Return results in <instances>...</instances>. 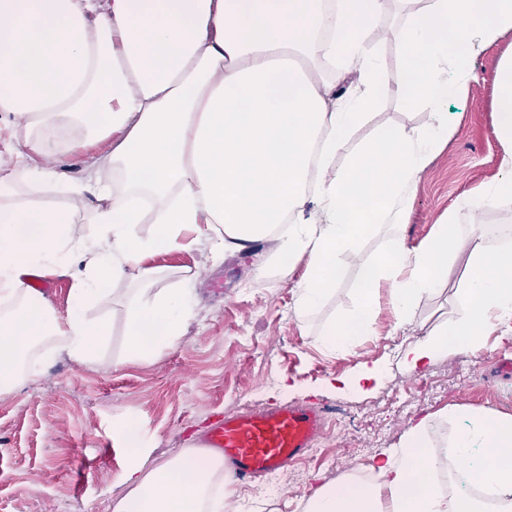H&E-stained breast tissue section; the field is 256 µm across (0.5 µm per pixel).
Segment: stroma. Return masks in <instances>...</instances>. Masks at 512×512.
Listing matches in <instances>:
<instances>
[{"instance_id": "obj_1", "label": "stroma", "mask_w": 512, "mask_h": 512, "mask_svg": "<svg viewBox=\"0 0 512 512\" xmlns=\"http://www.w3.org/2000/svg\"><path fill=\"white\" fill-rule=\"evenodd\" d=\"M509 56L512 31L474 59L476 79L468 96L454 104L455 130L420 173L407 219L397 227L407 246H417L446 220L452 199L497 177L504 153L497 129L498 70ZM432 121L430 106L408 107L389 93L350 143L370 140L380 126L422 131ZM108 152L103 141L55 158L51 168L58 189L88 184ZM268 253V244L260 241L253 255L218 256L204 235L191 248L153 257L152 265L164 269L168 282L202 274L222 283L218 294L197 285L196 316L178 345L148 359L129 356L122 318L113 312L127 294V282L120 281L112 303L89 313L111 325L96 361L55 354L44 361L37 383L0 391V512H113L131 490L125 475L132 461L117 429L127 420L143 448L140 463L149 470L194 447L213 415L246 405H327L331 422L320 453L283 471L277 494L261 499L260 480L246 488L224 483L229 504L243 512H303L314 488L369 469L419 417L433 416L432 433L440 437L448 426L439 415L452 407L512 414V373L499 369L512 361L510 339L491 335L476 353H451L414 371L403 362L406 344L455 317L456 283L424 295L411 326L396 327L384 307L354 351L330 352L321 333L353 308L354 264L346 263L334 292L302 322L294 303L305 265L296 263L287 277L274 269L256 280L254 259ZM362 365L377 367L378 381L360 390L331 389L332 381ZM293 383L297 391L285 392Z\"/></svg>"}]
</instances>
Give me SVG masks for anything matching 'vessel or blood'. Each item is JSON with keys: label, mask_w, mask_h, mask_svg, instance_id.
Instances as JSON below:
<instances>
[{"label": "vessel or blood", "mask_w": 512, "mask_h": 512, "mask_svg": "<svg viewBox=\"0 0 512 512\" xmlns=\"http://www.w3.org/2000/svg\"><path fill=\"white\" fill-rule=\"evenodd\" d=\"M327 418L326 408L299 404L234 412L213 423L197 445L213 449L231 479L245 484L304 457L324 437Z\"/></svg>", "instance_id": "1"}]
</instances>
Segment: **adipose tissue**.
Instances as JSON below:
<instances>
[{"label":"adipose tissue","mask_w":512,"mask_h":512,"mask_svg":"<svg viewBox=\"0 0 512 512\" xmlns=\"http://www.w3.org/2000/svg\"><path fill=\"white\" fill-rule=\"evenodd\" d=\"M412 2L387 32L405 72L393 87L366 42L392 0H0V121L28 159L0 177V388L36 380L37 366L20 359L48 337L56 351L93 361L110 325L87 313L117 281L134 286L122 309L131 357L178 344L195 317L192 280L159 287L150 260L206 229L220 253L269 242L254 267L260 276L272 265L286 276L305 261L295 302L302 319L329 297L343 259H357L355 308L325 327L327 350L354 348L384 301L397 326L412 325L463 244L457 316L411 345L406 364L477 351L494 332L512 338V225L459 223L480 207H512V57L499 67V177L457 196L418 246L394 235L383 255L359 250L363 237L405 223L427 159L453 134L449 102L474 81L472 61L512 30V0ZM352 72L354 92L337 99V81ZM389 92L432 107L434 124L378 129L334 169L337 150ZM105 140L109 162L90 188L96 233L78 240L70 210L40 194L54 178L46 161ZM493 233L504 239L494 250ZM34 271L73 272L66 317L26 288ZM441 418L442 443L430 437L431 417L420 418L377 457L374 481L320 486L305 512H478L465 491L433 484L440 446L449 472L489 486L497 512H512V415L451 408ZM121 431L134 462L114 512H224L220 456L186 448L145 474L133 425Z\"/></svg>","instance_id":"1"}]
</instances>
